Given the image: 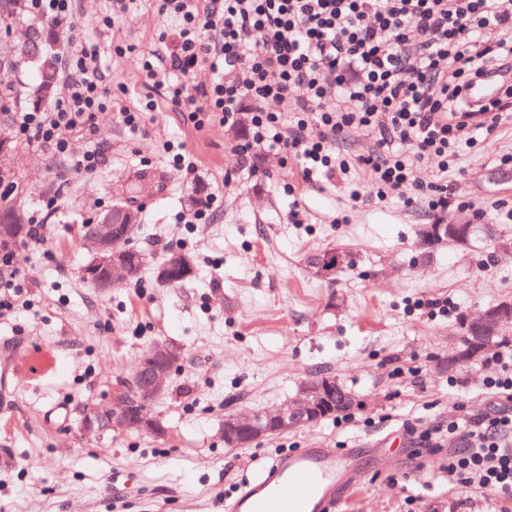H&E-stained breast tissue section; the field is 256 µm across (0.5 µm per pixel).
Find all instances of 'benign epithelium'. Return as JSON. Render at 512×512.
Masks as SVG:
<instances>
[{"label":"benign epithelium","instance_id":"benign-epithelium-1","mask_svg":"<svg viewBox=\"0 0 512 512\" xmlns=\"http://www.w3.org/2000/svg\"><path fill=\"white\" fill-rule=\"evenodd\" d=\"M118 223L98 222L90 232H82L81 242L93 255V261L84 267L83 278L94 288L106 291L128 280L137 272L124 250V242L132 239L139 221L138 214L121 209L112 214ZM470 220L437 222L420 227V240L426 245L438 237H452L464 243L470 233ZM193 272L191 258L177 251L168 252L155 267V279L164 284ZM465 326L475 336H495L512 328V302L500 303L479 313L465 315ZM184 356L183 349L172 343H157L141 357L130 380L139 387L142 395L140 408L130 412L131 403L126 396L112 393L103 408H91L83 419L84 430L89 434L121 432L131 427L161 435L164 427L150 414L152 403L166 390L172 367ZM336 397V380L306 381L289 401L259 414H229L224 417V437H235L240 444H251L264 437L270 430L286 432L309 425L332 408Z\"/></svg>","mask_w":512,"mask_h":512}]
</instances>
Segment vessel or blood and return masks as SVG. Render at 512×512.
<instances>
[{
  "label": "vessel or blood",
  "mask_w": 512,
  "mask_h": 512,
  "mask_svg": "<svg viewBox=\"0 0 512 512\" xmlns=\"http://www.w3.org/2000/svg\"><path fill=\"white\" fill-rule=\"evenodd\" d=\"M351 468L349 456L337 451L301 449L246 480L229 512H328L332 493Z\"/></svg>",
  "instance_id": "b4317fda"
}]
</instances>
